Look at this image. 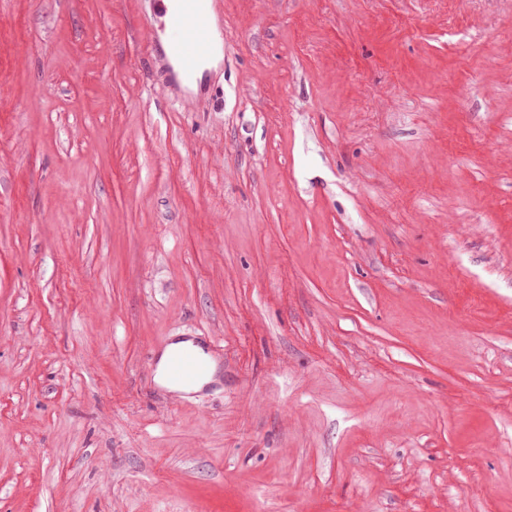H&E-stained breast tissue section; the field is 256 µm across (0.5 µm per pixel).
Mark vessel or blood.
I'll return each instance as SVG.
<instances>
[{"label": "vessel or blood", "mask_w": 512, "mask_h": 512, "mask_svg": "<svg viewBox=\"0 0 512 512\" xmlns=\"http://www.w3.org/2000/svg\"><path fill=\"white\" fill-rule=\"evenodd\" d=\"M175 2L177 7L169 18L168 39L180 74L190 79L211 52V32L220 22L215 8L217 0ZM222 351L221 343L206 338L196 339L190 346L171 349L163 368V379L174 387H194L208 375Z\"/></svg>", "instance_id": "b4317fda"}]
</instances>
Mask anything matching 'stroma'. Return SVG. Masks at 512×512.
Returning a JSON list of instances; mask_svg holds the SVG:
<instances>
[{
  "mask_svg": "<svg viewBox=\"0 0 512 512\" xmlns=\"http://www.w3.org/2000/svg\"><path fill=\"white\" fill-rule=\"evenodd\" d=\"M219 10L0 0V512H512V0ZM217 1L175 0L176 9L164 18L167 24L169 20L168 39L185 79L193 78L199 63L211 53V32L221 22ZM196 340L192 346L171 349L163 368L164 381L174 387L188 389L197 385L217 363L224 346L214 339Z\"/></svg>",
  "mask_w": 512,
  "mask_h": 512,
  "instance_id": "obj_1",
  "label": "stroma"
}]
</instances>
